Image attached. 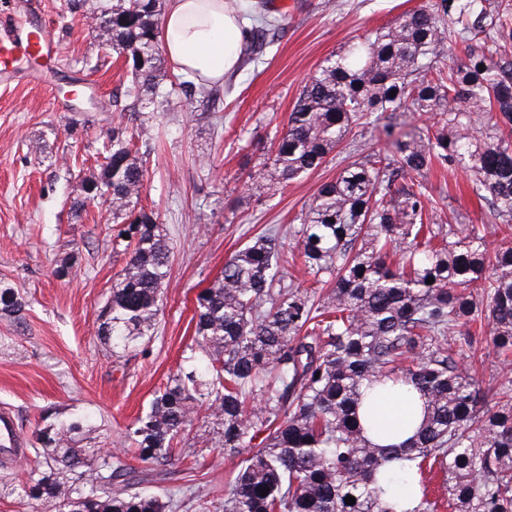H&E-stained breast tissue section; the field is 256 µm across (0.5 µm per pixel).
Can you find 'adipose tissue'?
Segmentation results:
<instances>
[{
  "label": "adipose tissue",
  "mask_w": 512,
  "mask_h": 512,
  "mask_svg": "<svg viewBox=\"0 0 512 512\" xmlns=\"http://www.w3.org/2000/svg\"><path fill=\"white\" fill-rule=\"evenodd\" d=\"M248 25L226 0H168L161 42L174 69L199 81L215 82L240 63ZM416 399L389 396L369 410L370 435L377 444H398L411 437L421 419Z\"/></svg>",
  "instance_id": "1"
}]
</instances>
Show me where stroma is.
<instances>
[{"label":"stroma","instance_id":"1","mask_svg":"<svg viewBox=\"0 0 512 512\" xmlns=\"http://www.w3.org/2000/svg\"><path fill=\"white\" fill-rule=\"evenodd\" d=\"M423 2L254 0V14L285 15L284 29L230 77L228 94L211 100L177 91L150 105L155 149L138 204L155 211L167 234L171 274L153 335L116 354L98 334V315L126 257L112 248L111 206L83 204L81 186L100 171L107 133L127 122L131 68L90 30L98 0H84L75 14L67 0H0V22L21 26L36 10L61 45L45 81L0 83V285L27 302L22 317L0 313V406L14 411L26 446L35 445L46 416L88 415L98 446L143 470L124 432L193 344L197 294L249 239L271 226L287 231L354 149L378 144L368 135L346 139L325 165L278 190L266 161L301 87L353 36ZM423 180L437 203L433 222L454 215L462 224L491 223L463 172L434 169ZM62 268L69 278L57 277ZM239 463L203 448L144 489L173 499L176 512H198L192 491L207 485L222 505ZM34 465L29 451L0 468V512H49L18 493Z\"/></svg>","mask_w":512,"mask_h":512}]
</instances>
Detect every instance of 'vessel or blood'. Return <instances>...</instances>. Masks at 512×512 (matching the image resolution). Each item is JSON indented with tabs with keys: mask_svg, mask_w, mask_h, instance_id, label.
<instances>
[{
	"mask_svg": "<svg viewBox=\"0 0 512 512\" xmlns=\"http://www.w3.org/2000/svg\"><path fill=\"white\" fill-rule=\"evenodd\" d=\"M60 46L59 38L50 27L40 24L32 30L10 26L0 27V81L30 78L23 61L29 56L51 57ZM22 453V438L13 412L0 410V459L11 460Z\"/></svg>",
	"mask_w": 512,
	"mask_h": 512,
	"instance_id": "b4317fda",
	"label": "vessel or blood"
}]
</instances>
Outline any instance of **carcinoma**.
<instances>
[{
  "label": "carcinoma",
  "mask_w": 512,
  "mask_h": 512,
  "mask_svg": "<svg viewBox=\"0 0 512 512\" xmlns=\"http://www.w3.org/2000/svg\"><path fill=\"white\" fill-rule=\"evenodd\" d=\"M162 0H100L93 32L126 55L127 111L192 82L162 85ZM283 24L261 16L249 53ZM512 6L498 0H427L395 23L355 37L300 89L271 151L270 180L284 187L326 164L357 127L385 147L363 149L322 183L290 227L294 246L269 228L239 248L196 296L187 365L155 392L125 438L162 479L174 441L195 409L222 426L224 453L247 454L224 491V512H435L425 474L448 485L452 512H512ZM397 91L390 96L391 91ZM433 122L405 129L404 107ZM112 128L99 177L84 199L103 197L122 224L113 248L128 255L101 313L100 335L125 352L154 331L171 264L153 211L136 208L154 143ZM141 141L135 148L134 139ZM469 174L505 235L485 224H427L431 200L419 177L433 167ZM302 258L311 285L288 281ZM434 282L427 283L428 278ZM22 294L0 288V308L19 314ZM500 357L501 381L482 389L465 371L477 321ZM416 392L421 425L383 448L370 441L363 408L385 393ZM87 418L37 430L41 467L22 497L54 512H168L134 490L133 470L101 448H80ZM419 487L411 509L385 489ZM267 495H261V492ZM355 498L348 505L345 498Z\"/></svg>",
  "instance_id": "1"
}]
</instances>
